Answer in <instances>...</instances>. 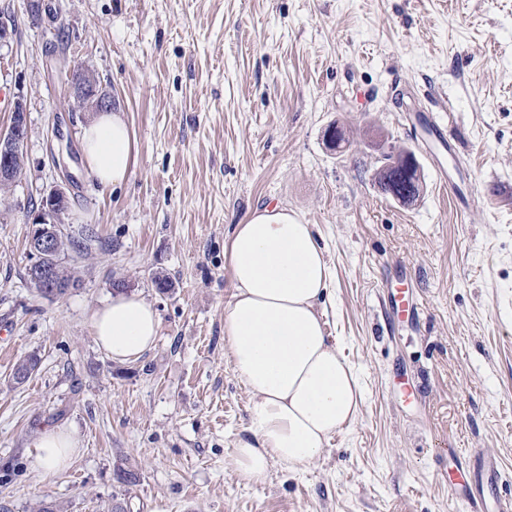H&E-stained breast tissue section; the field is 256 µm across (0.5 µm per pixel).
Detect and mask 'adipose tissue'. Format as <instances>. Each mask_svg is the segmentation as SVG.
<instances>
[{"label":"adipose tissue","instance_id":"adipose-tissue-1","mask_svg":"<svg viewBox=\"0 0 512 512\" xmlns=\"http://www.w3.org/2000/svg\"><path fill=\"white\" fill-rule=\"evenodd\" d=\"M84 160L105 186L122 184L132 164V137L119 113L100 112L82 129ZM234 286L224 308V346L253 396L249 437L234 450L238 473L263 481L271 464L294 471L315 460L363 402L359 378L319 311L333 277L312 225L287 209L262 208L234 225L224 241ZM97 344L113 361L133 362L156 340L159 319L144 298L118 293L90 319ZM31 465L64 472L76 435L51 427L35 439Z\"/></svg>","mask_w":512,"mask_h":512}]
</instances>
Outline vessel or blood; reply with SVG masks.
<instances>
[{"instance_id": "obj_1", "label": "vessel or blood", "mask_w": 512, "mask_h": 512, "mask_svg": "<svg viewBox=\"0 0 512 512\" xmlns=\"http://www.w3.org/2000/svg\"><path fill=\"white\" fill-rule=\"evenodd\" d=\"M415 122L426 127L433 143L453 148L447 126L429 122L423 115L416 116ZM455 462L457 474L452 486L466 500L471 512H512V480L503 474L494 458L472 452L456 455Z\"/></svg>"}]
</instances>
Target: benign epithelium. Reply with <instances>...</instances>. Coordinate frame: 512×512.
Wrapping results in <instances>:
<instances>
[{"mask_svg": "<svg viewBox=\"0 0 512 512\" xmlns=\"http://www.w3.org/2000/svg\"><path fill=\"white\" fill-rule=\"evenodd\" d=\"M67 99L75 112H103L112 108V93L88 69L72 70L68 74ZM27 109L22 96H17L11 107V119L6 129L0 130V191L8 193L25 172L27 139ZM401 175L379 177L384 192L399 202L410 205L422 191V179L415 172L417 160L413 153L403 155ZM68 194L62 187H54L40 197V206L28 215L31 224L29 248L36 259L58 251L65 239L64 215Z\"/></svg>", "mask_w": 512, "mask_h": 512, "instance_id": "obj_1", "label": "benign epithelium"}]
</instances>
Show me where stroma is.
Listing matches in <instances>:
<instances>
[{
    "instance_id": "1",
    "label": "stroma",
    "mask_w": 512,
    "mask_h": 512,
    "mask_svg": "<svg viewBox=\"0 0 512 512\" xmlns=\"http://www.w3.org/2000/svg\"><path fill=\"white\" fill-rule=\"evenodd\" d=\"M0 0V129L27 102L26 172L0 200V512H470L448 452L482 450L512 478V0H56L34 25ZM93 70L133 133V164L101 187L83 160L87 112L67 107L66 71ZM448 121L457 160L440 186L419 128ZM348 139L330 150L324 132ZM409 150L423 191L406 206L376 173ZM64 186L77 287L52 300L27 282L26 214ZM313 225L333 276L326 330L360 377L355 423L296 471L236 473L252 395L224 357V261L233 225L263 207ZM173 286L160 293L151 278ZM152 302L154 347L118 363L97 346L93 311L112 283ZM409 282L418 302L399 319ZM37 370L12 384L15 365ZM72 430L79 451L47 478L35 437ZM139 470L117 482L122 461Z\"/></svg>"
}]
</instances>
